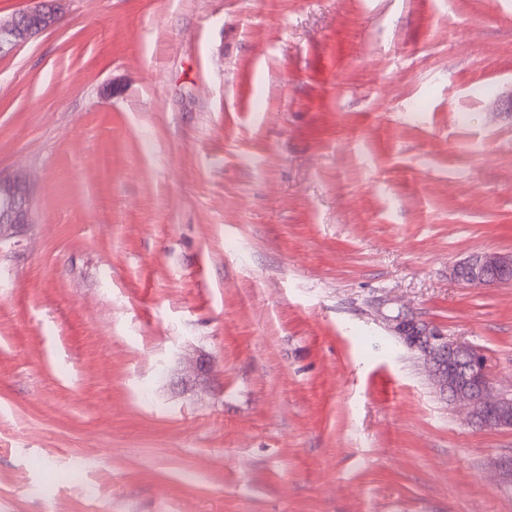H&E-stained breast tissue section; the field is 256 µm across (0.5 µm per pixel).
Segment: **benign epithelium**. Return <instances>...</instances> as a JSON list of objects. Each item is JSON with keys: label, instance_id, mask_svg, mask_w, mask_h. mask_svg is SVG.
<instances>
[{"label": "benign epithelium", "instance_id": "benign-epithelium-1", "mask_svg": "<svg viewBox=\"0 0 512 512\" xmlns=\"http://www.w3.org/2000/svg\"><path fill=\"white\" fill-rule=\"evenodd\" d=\"M58 19L52 0L36 5L9 20H0V54L51 28ZM30 200L14 179L0 174V236L13 224H27ZM456 279L473 287L512 283V254L478 253L453 269ZM400 339L426 356L433 376L452 400L463 403L473 423L486 428L512 427V391H497L489 375L486 358L474 347L452 341L409 319L394 326Z\"/></svg>", "mask_w": 512, "mask_h": 512}]
</instances>
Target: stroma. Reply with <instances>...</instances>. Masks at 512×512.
<instances>
[{"mask_svg":"<svg viewBox=\"0 0 512 512\" xmlns=\"http://www.w3.org/2000/svg\"><path fill=\"white\" fill-rule=\"evenodd\" d=\"M0 172V512H512V0H61ZM30 200L26 190L15 179L0 172V241L3 229L13 224H29ZM453 275L473 287L512 283V254L484 252L457 264ZM394 330L409 348L423 352L433 376L450 399L467 406L473 423L494 429L512 427V390L501 393L494 388L481 352L411 319L397 321Z\"/></svg>","mask_w":512,"mask_h":512,"instance_id":"1","label":"stroma"}]
</instances>
